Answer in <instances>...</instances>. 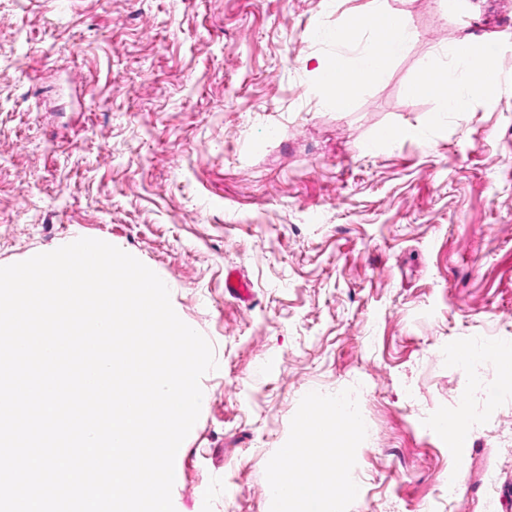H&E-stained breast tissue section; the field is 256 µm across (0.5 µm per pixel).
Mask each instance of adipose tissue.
I'll use <instances>...</instances> for the list:
<instances>
[{
    "label": "adipose tissue",
    "instance_id": "adipose-tissue-1",
    "mask_svg": "<svg viewBox=\"0 0 512 512\" xmlns=\"http://www.w3.org/2000/svg\"><path fill=\"white\" fill-rule=\"evenodd\" d=\"M361 32L372 33L373 41L348 53V46ZM325 37L337 52L319 64L320 85L326 102L345 111L352 105L353 90L380 80L391 62L407 51L415 33L400 12L382 0H372L348 24L328 28ZM496 77L492 45L478 48L464 39L447 60H429L411 92L439 101L441 112H464L471 101L494 86ZM299 430L306 445L305 455L297 457L294 469L273 472L271 485L280 494L284 507L324 512L333 486L342 478L335 457L341 443L336 419L328 416L316 420L306 413L300 418Z\"/></svg>",
    "mask_w": 512,
    "mask_h": 512
}]
</instances>
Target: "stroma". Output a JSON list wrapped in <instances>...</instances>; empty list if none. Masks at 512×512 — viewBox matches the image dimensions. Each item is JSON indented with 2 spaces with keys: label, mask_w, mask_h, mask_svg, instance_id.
<instances>
[{
  "label": "stroma",
  "mask_w": 512,
  "mask_h": 512,
  "mask_svg": "<svg viewBox=\"0 0 512 512\" xmlns=\"http://www.w3.org/2000/svg\"><path fill=\"white\" fill-rule=\"evenodd\" d=\"M368 3L0 0V266L106 241L214 347L175 512H277L313 393L363 417L332 512H512V392L452 354L512 356V0H387L415 39L339 112L319 34ZM466 37L497 84L435 122L409 88ZM476 355L495 360L497 370L503 378H512V366H502L505 356H502L498 350L490 345H476L472 343H460L456 346L454 357L460 364H466L474 359ZM442 429L458 441H465L472 431V419L463 414L451 415L442 422Z\"/></svg>",
  "instance_id": "stroma-1"
}]
</instances>
